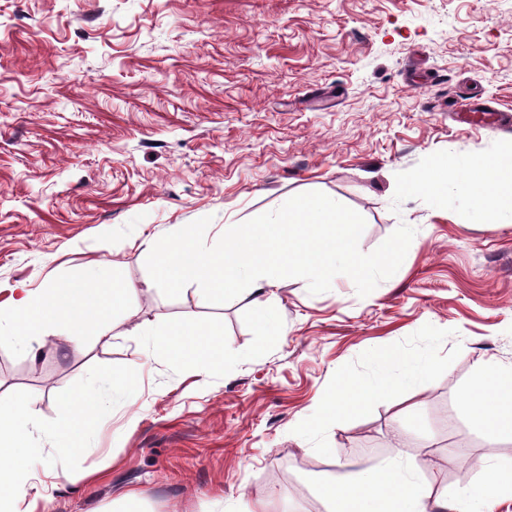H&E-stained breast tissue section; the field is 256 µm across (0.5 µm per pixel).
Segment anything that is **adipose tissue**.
Here are the masks:
<instances>
[{"mask_svg":"<svg viewBox=\"0 0 512 512\" xmlns=\"http://www.w3.org/2000/svg\"><path fill=\"white\" fill-rule=\"evenodd\" d=\"M473 196L490 213L512 211V151L486 160L470 183ZM358 223L338 204L298 200L272 220L242 231L228 246L204 249L196 224H176L167 244L146 241L153 256V278L178 288L194 281L205 304L248 289L275 287L292 274L314 283L330 279L336 266L356 279L366 274V264L357 250ZM132 289L124 283L107 282L97 288H76L68 298L56 288L21 289L7 309L0 311V345L57 337L71 347L87 325H95L99 338L113 329L112 313L122 307ZM168 360L209 375L224 365L221 335L194 322L170 326L165 333ZM373 387L350 377L341 378L334 398L322 416L326 422H344L360 410L373 394ZM472 422L492 440L512 439V368L483 369L464 395ZM69 416L51 428L57 453L80 456L88 453V439L99 424L96 401L84 395H66ZM26 405L17 398L0 397V512H20L32 494L31 457L26 447L29 434ZM485 492L471 495L460 489L458 498L466 512H486L489 498L512 497V470L485 465ZM328 512H447V500L417 488L398 463L375 468L357 481L334 477L320 485Z\"/></svg>","mask_w":512,"mask_h":512,"instance_id":"1","label":"adipose tissue"}]
</instances>
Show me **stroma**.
Wrapping results in <instances>:
<instances>
[{
  "label": "stroma",
  "mask_w": 512,
  "mask_h": 512,
  "mask_svg": "<svg viewBox=\"0 0 512 512\" xmlns=\"http://www.w3.org/2000/svg\"><path fill=\"white\" fill-rule=\"evenodd\" d=\"M506 113L512 0H0V303L92 275L141 288L110 342L89 327L64 354L0 347V395L24 400L40 451L27 512H115L132 490L146 512H324L316 480L342 468L398 456L424 484L441 459L451 500L485 457L512 468V441L490 444L464 400L479 369L512 366V214L469 189L474 164L512 148ZM442 161L446 189L397 191ZM297 198L351 213L372 268L288 276L275 334L253 294L143 290L144 240L202 224L229 242ZM182 321L222 332L223 371L157 355ZM413 363L429 367L416 384ZM342 373L389 389L311 426ZM67 392L105 398L81 457L49 435Z\"/></svg>",
  "instance_id": "1"
}]
</instances>
